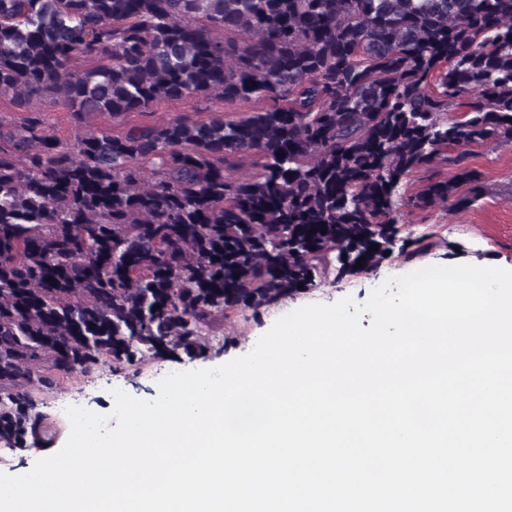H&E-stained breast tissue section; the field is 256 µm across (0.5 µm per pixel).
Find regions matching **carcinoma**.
<instances>
[{
    "instance_id": "carcinoma-1",
    "label": "carcinoma",
    "mask_w": 512,
    "mask_h": 512,
    "mask_svg": "<svg viewBox=\"0 0 512 512\" xmlns=\"http://www.w3.org/2000/svg\"><path fill=\"white\" fill-rule=\"evenodd\" d=\"M49 93L79 120L270 105L72 144L0 118L2 448L53 441L35 387L204 354L232 314L373 271L413 173L442 159L480 189L462 148L512 143V0H0V97ZM265 100L254 104L224 105V102L212 99L206 100L196 97L187 98L175 103H161L155 105L149 112L130 114L125 121L129 125H139L144 122H162L170 116L182 114L192 119L209 121L210 119H233L243 116L254 109L266 107Z\"/></svg>"
}]
</instances>
